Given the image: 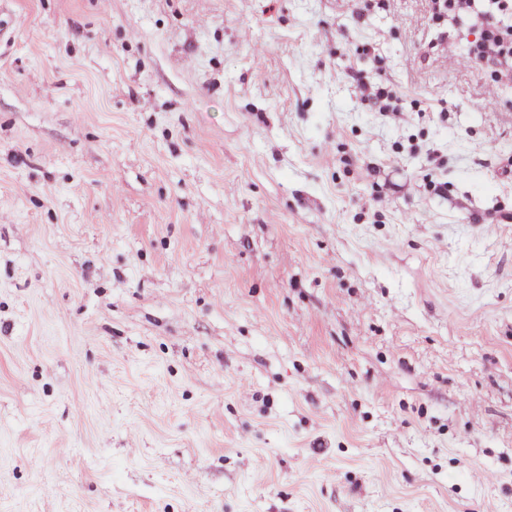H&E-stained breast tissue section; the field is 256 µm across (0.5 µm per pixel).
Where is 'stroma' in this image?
Returning <instances> with one entry per match:
<instances>
[{
  "label": "stroma",
  "instance_id": "obj_1",
  "mask_svg": "<svg viewBox=\"0 0 512 512\" xmlns=\"http://www.w3.org/2000/svg\"><path fill=\"white\" fill-rule=\"evenodd\" d=\"M2 23L0 512H512V84L462 65L473 28L429 0ZM380 80L421 113L381 120Z\"/></svg>",
  "mask_w": 512,
  "mask_h": 512
}]
</instances>
